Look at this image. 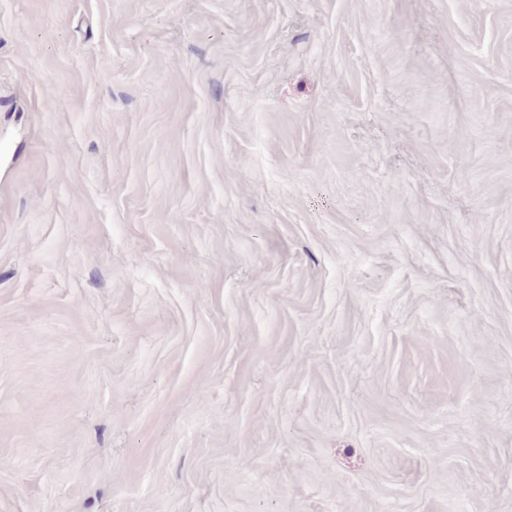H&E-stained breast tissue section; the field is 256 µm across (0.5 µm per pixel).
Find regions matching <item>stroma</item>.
I'll return each instance as SVG.
<instances>
[{"label":"stroma","mask_w":512,"mask_h":512,"mask_svg":"<svg viewBox=\"0 0 512 512\" xmlns=\"http://www.w3.org/2000/svg\"><path fill=\"white\" fill-rule=\"evenodd\" d=\"M0 512H512V0H0Z\"/></svg>","instance_id":"1"}]
</instances>
